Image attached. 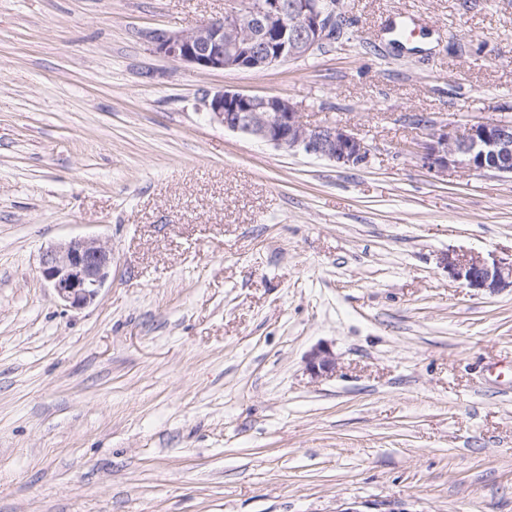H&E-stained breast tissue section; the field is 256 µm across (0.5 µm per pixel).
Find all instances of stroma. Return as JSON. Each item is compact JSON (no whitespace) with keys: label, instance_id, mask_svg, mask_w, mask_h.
I'll return each mask as SVG.
<instances>
[{"label":"stroma","instance_id":"1","mask_svg":"<svg viewBox=\"0 0 512 512\" xmlns=\"http://www.w3.org/2000/svg\"><path fill=\"white\" fill-rule=\"evenodd\" d=\"M229 4L0 0V512H512V291L442 263L512 254V178L409 152L512 119V0H342L346 37L262 72L146 38ZM222 89L371 161L210 124ZM75 236L112 250L82 309L39 274ZM196 108L210 123L287 154L303 153L331 161L339 168L359 167L370 159L368 145L346 126L307 124L298 106L287 97L205 90ZM308 367L316 377L327 375L336 369V358L331 351L318 347L309 354Z\"/></svg>","mask_w":512,"mask_h":512}]
</instances>
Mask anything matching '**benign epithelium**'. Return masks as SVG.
Returning a JSON list of instances; mask_svg holds the SVG:
<instances>
[{"label": "benign epithelium", "mask_w": 512, "mask_h": 512, "mask_svg": "<svg viewBox=\"0 0 512 512\" xmlns=\"http://www.w3.org/2000/svg\"><path fill=\"white\" fill-rule=\"evenodd\" d=\"M337 4L327 0H255L243 12L186 31L153 30V50L202 70L261 72L288 60L309 57L336 37ZM196 108L212 124L265 142L287 153L325 159L339 168L369 162L370 148L347 127L311 125L298 106L279 95L205 90ZM429 138L422 165L442 174L450 167L512 176V120L480 122L453 128L422 120ZM448 276L464 286L489 293L512 288V257L483 259L447 254ZM112 250L92 237H75L42 251L39 271L57 298L71 308L92 303L109 278ZM316 377L336 369V358L316 348L308 356Z\"/></svg>", "instance_id": "1"}]
</instances>
